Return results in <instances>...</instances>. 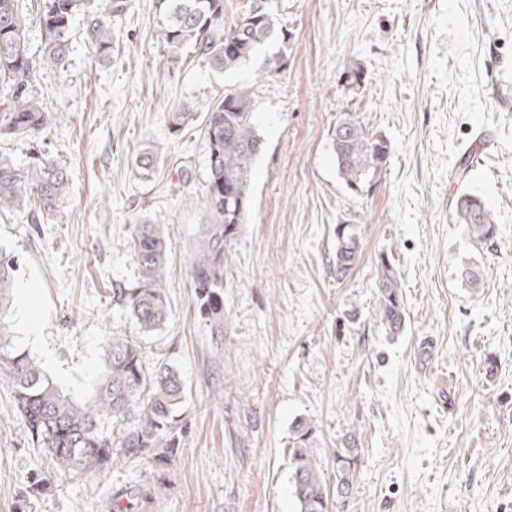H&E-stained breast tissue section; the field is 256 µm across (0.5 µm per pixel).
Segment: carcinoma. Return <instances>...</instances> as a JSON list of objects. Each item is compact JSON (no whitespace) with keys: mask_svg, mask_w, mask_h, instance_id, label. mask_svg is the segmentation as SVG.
Returning <instances> with one entry per match:
<instances>
[{"mask_svg":"<svg viewBox=\"0 0 512 512\" xmlns=\"http://www.w3.org/2000/svg\"><path fill=\"white\" fill-rule=\"evenodd\" d=\"M93 6L98 19L85 31L95 53L112 55V31L107 22L125 14L128 0H43L38 18L40 49L29 55L27 18L21 0H0V85L9 88L11 105L0 113V133L33 136L52 123L49 113L30 94L39 72L64 66L70 53L76 16ZM162 18L156 39L169 51V61L181 62L190 53L217 73L250 62L259 46L279 37L273 15L263 0H253L248 10L228 22L224 0H155ZM196 115L183 104L169 115L174 134ZM203 115L207 142L208 223L193 250L190 276L196 309L211 335L224 336V241L245 223L251 201L252 172L265 151L248 91L228 90L209 103ZM339 177L346 188L359 193L369 187L386 167L391 145L385 136L367 130L352 112H344L331 133ZM69 190L67 172L51 160L34 159L28 165L0 156V214L23 212L33 201L29 215L50 221ZM458 223L473 240L487 243L497 237L498 224L482 198L460 193L455 201ZM334 274L341 282L355 268L360 240L353 224L334 229ZM133 269L129 285L112 289L115 302L144 333L165 323L168 303L165 269L168 243L155 224L135 225L128 240ZM377 322L397 335L405 326V307L398 275L390 260L379 258ZM15 262L0 251V368L6 371L13 403L31 445L46 453L56 468L78 477L95 465L114 467L122 462L149 461L165 465L181 448L175 429L176 411L184 402L185 386L179 372L167 363L145 369L141 347L129 336H114L107 347L108 374L94 398L78 403L49 380L38 362L14 349L9 338ZM460 280L480 286L482 271L464 266ZM295 442L288 450L292 493L299 512H331L334 499H345L353 490L359 448L349 437L333 454L334 473H320L308 448L311 429L300 422Z\"/></svg>","mask_w":512,"mask_h":512,"instance_id":"cac0c4a2","label":"carcinoma"}]
</instances>
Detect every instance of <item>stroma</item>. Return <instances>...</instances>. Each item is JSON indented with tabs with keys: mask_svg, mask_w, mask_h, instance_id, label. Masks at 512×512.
I'll use <instances>...</instances> for the list:
<instances>
[{
	"mask_svg": "<svg viewBox=\"0 0 512 512\" xmlns=\"http://www.w3.org/2000/svg\"><path fill=\"white\" fill-rule=\"evenodd\" d=\"M286 41L240 69L173 64L155 38L154 0L112 21V55L96 56L79 16L64 68L31 89L57 120L36 136H0L18 162L65 167L52 222L0 215V251L16 262L12 343L65 394L91 397L111 336L140 339L146 368L167 362L186 383L168 464L128 463L72 478L30 444L0 375V512H296L288 450L297 423L325 474L347 434L361 448L353 492L333 512H512V0H266ZM282 55L280 74L265 58ZM361 67L360 90L342 83ZM251 92L266 148L252 174L246 224L226 243L224 336L193 305L188 258L207 221L202 122L171 134L182 103ZM384 135L380 178L353 194L330 134L342 112ZM491 141L466 179L461 157ZM160 157L143 177L136 157ZM479 194L499 225L470 239L453 199ZM169 242L167 322L138 336L112 290L130 278L137 221ZM358 228L362 253L333 273V228ZM399 275L406 324L375 318L380 256ZM479 267L481 287L462 284ZM495 371H488V362Z\"/></svg>",
	"mask_w": 512,
	"mask_h": 512,
	"instance_id": "stroma-1",
	"label": "stroma"
}]
</instances>
